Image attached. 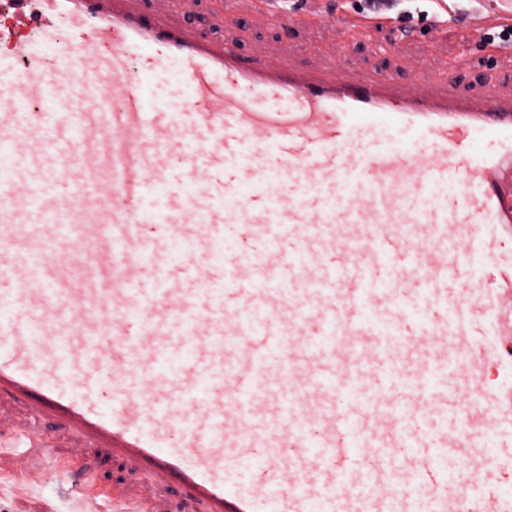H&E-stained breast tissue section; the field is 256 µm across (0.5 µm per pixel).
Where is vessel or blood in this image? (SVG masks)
Here are the masks:
<instances>
[{
	"label": "vessel or blood",
	"instance_id": "b4317fda",
	"mask_svg": "<svg viewBox=\"0 0 512 512\" xmlns=\"http://www.w3.org/2000/svg\"><path fill=\"white\" fill-rule=\"evenodd\" d=\"M0 15V414L41 477L69 443L130 470L67 465L112 512L472 498L456 470L497 458L512 416L488 376L512 363V93L257 62L138 0ZM170 65L203 139L152 89ZM157 236L191 250L192 283Z\"/></svg>",
	"mask_w": 512,
	"mask_h": 512
}]
</instances>
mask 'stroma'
<instances>
[{
  "mask_svg": "<svg viewBox=\"0 0 512 512\" xmlns=\"http://www.w3.org/2000/svg\"><path fill=\"white\" fill-rule=\"evenodd\" d=\"M325 2L336 12L335 27L302 23L281 31L257 12L255 0H223L225 22L218 26L211 17V0H183L169 9L168 16L203 37L237 45L241 53L255 58H264L268 46L282 44L283 64L296 68L332 62L337 72L389 73L410 88L416 80L406 61L425 67L444 62L466 83L479 86L493 81L504 91L512 90V53L483 46L463 50L461 27L439 28L432 23L434 15L448 11L504 16L512 12V0H392L393 25L376 24L369 38L358 41L342 39L340 30L352 17L371 14L368 0H303V7L312 11ZM404 28L412 32L405 41L399 38ZM392 42L399 43V50L384 56V46ZM95 506V500L66 477L50 484L38 482L21 457H14L11 468L0 472V512H92Z\"/></svg>",
  "mask_w": 512,
  "mask_h": 512,
  "instance_id": "obj_1",
  "label": "stroma"
}]
</instances>
